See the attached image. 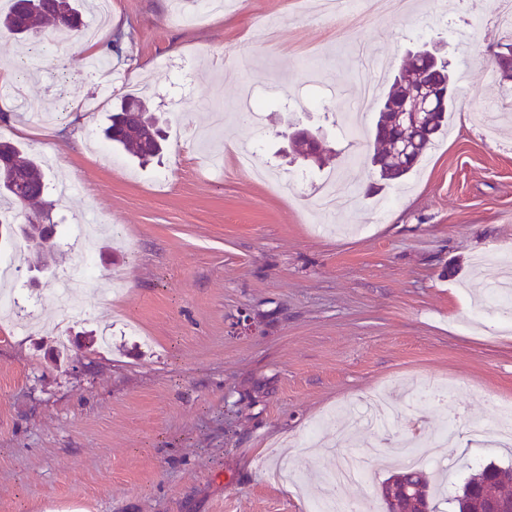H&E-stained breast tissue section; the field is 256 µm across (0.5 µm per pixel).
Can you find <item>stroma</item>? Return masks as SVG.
Masks as SVG:
<instances>
[{
  "label": "stroma",
  "instance_id": "35a3bbf8",
  "mask_svg": "<svg viewBox=\"0 0 512 512\" xmlns=\"http://www.w3.org/2000/svg\"><path fill=\"white\" fill-rule=\"evenodd\" d=\"M179 9L193 12L192 0H112L123 40L110 77L88 71L79 47L60 69L55 46L0 38L17 101L58 114L25 133L22 113L2 117L0 136L53 154L50 188H75L52 213L59 247L35 279L11 277L7 264L27 254L21 236L0 237V287L31 317L18 329L0 321V512H309L344 445L325 416L387 389L400 446L411 419L430 433L447 423L442 405L407 403L409 387L436 382L469 415L463 442L442 450L452 486L469 467L511 464L486 423L494 401H512V333L469 320L512 247V122L489 128L478 115L506 113L512 93L482 75L492 42L464 0H408L386 17L345 0L333 21L312 0H233L194 23ZM433 40L469 75L468 94L421 164L381 183L377 105L357 147L336 124L355 110L349 74L363 51L395 73ZM162 57L171 71L158 70ZM144 83L165 121L162 161L142 166L115 148L104 162L93 143L117 98ZM216 97L224 124L203 152L179 133L200 128ZM89 103L76 124L74 107ZM289 120L326 135L323 163L286 156ZM242 145L268 179L238 167ZM351 155L371 195L323 210L316 181L346 193ZM291 171L311 182L280 194L274 180ZM78 224L102 228L94 286L106 292L84 321L54 301L81 261ZM397 468L371 453V482L340 495L379 503Z\"/></svg>",
  "mask_w": 512,
  "mask_h": 512
}]
</instances>
